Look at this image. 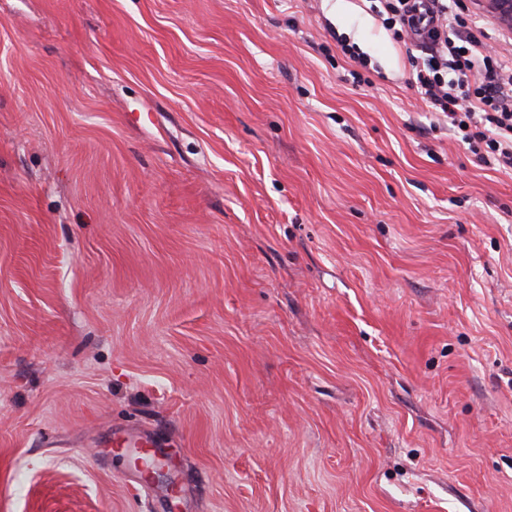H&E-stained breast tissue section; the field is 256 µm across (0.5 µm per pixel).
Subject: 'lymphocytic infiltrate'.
<instances>
[{"mask_svg":"<svg viewBox=\"0 0 512 512\" xmlns=\"http://www.w3.org/2000/svg\"><path fill=\"white\" fill-rule=\"evenodd\" d=\"M386 30L419 55L411 82L484 163L512 169V59L461 0H378Z\"/></svg>","mask_w":512,"mask_h":512,"instance_id":"lymphocytic-infiltrate-1","label":"lymphocytic infiltrate"}]
</instances>
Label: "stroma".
Instances as JSON below:
<instances>
[{
    "instance_id": "35a3bbf8",
    "label": "stroma",
    "mask_w": 512,
    "mask_h": 512,
    "mask_svg": "<svg viewBox=\"0 0 512 512\" xmlns=\"http://www.w3.org/2000/svg\"><path fill=\"white\" fill-rule=\"evenodd\" d=\"M411 70L363 0H0V512H512V170Z\"/></svg>"
}]
</instances>
